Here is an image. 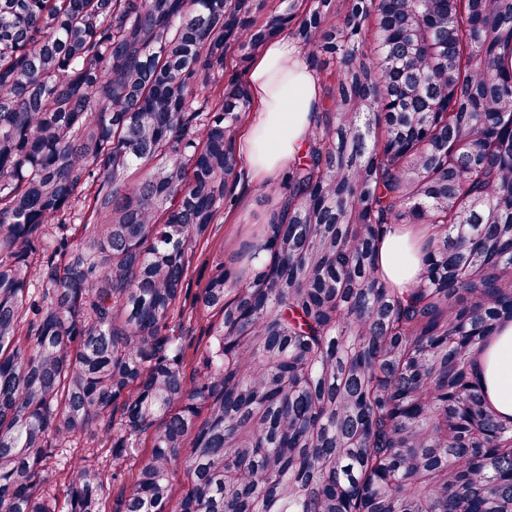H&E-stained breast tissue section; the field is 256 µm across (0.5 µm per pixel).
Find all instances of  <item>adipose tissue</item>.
<instances>
[{"label": "adipose tissue", "instance_id": "1", "mask_svg": "<svg viewBox=\"0 0 512 512\" xmlns=\"http://www.w3.org/2000/svg\"><path fill=\"white\" fill-rule=\"evenodd\" d=\"M254 115L243 127L238 150L258 181L274 177L297 159L325 106L319 79L289 34L269 40L245 73ZM427 230L417 224L388 226L378 240L380 274L395 287H419ZM473 379L485 388L492 410L512 419V324L475 357Z\"/></svg>", "mask_w": 512, "mask_h": 512}]
</instances>
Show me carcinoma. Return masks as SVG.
<instances>
[{
  "label": "carcinoma",
  "instance_id": "obj_1",
  "mask_svg": "<svg viewBox=\"0 0 512 512\" xmlns=\"http://www.w3.org/2000/svg\"><path fill=\"white\" fill-rule=\"evenodd\" d=\"M344 2L0 0V512H512L472 380L512 323V0ZM284 29L328 106L235 257L266 260L194 291L253 110L229 52ZM390 224L428 229L410 293ZM74 448L129 491L82 456L57 504Z\"/></svg>",
  "mask_w": 512,
  "mask_h": 512
}]
</instances>
